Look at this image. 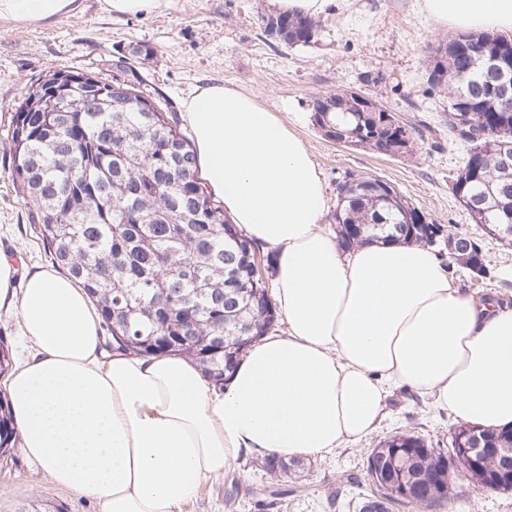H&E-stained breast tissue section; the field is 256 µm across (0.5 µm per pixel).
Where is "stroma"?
I'll use <instances>...</instances> for the list:
<instances>
[{"instance_id": "stroma-1", "label": "stroma", "mask_w": 512, "mask_h": 512, "mask_svg": "<svg viewBox=\"0 0 512 512\" xmlns=\"http://www.w3.org/2000/svg\"><path fill=\"white\" fill-rule=\"evenodd\" d=\"M84 3L83 13L50 26L0 23V249L12 254L18 272L51 267L52 260L12 186L6 136L15 104L49 71L96 72L116 47L146 45L154 53L139 69L174 105L206 83L252 93L304 141L323 175L328 209H335L348 175L376 177L444 230L476 238L488 274L477 280L457 267L450 277L472 294H496L512 306V247L471 224L451 190L466 156L464 146L436 148L422 138L413 154L380 155L326 139L311 119L315 97L351 90L408 122L444 127L448 101L430 88L426 60L429 46L448 41L458 30L433 23L419 0H334L320 15L316 42L309 47H291L264 34L268 0H171L163 12L134 17L106 15L98 0ZM457 426L455 417L431 400L399 390L388 398L385 417L370 435L320 457L296 459L284 476L267 474L256 457H240L222 477L205 482L198 498L180 512H359L367 457L380 441L412 433L445 451ZM341 471L351 475L353 486H338ZM265 486L282 489V497L262 496ZM455 486L456 498L445 512H512V492L478 490L462 475ZM44 504L64 512H97L93 501L35 472L19 448L0 454V512H33Z\"/></svg>"}]
</instances>
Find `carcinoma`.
<instances>
[{
	"mask_svg": "<svg viewBox=\"0 0 512 512\" xmlns=\"http://www.w3.org/2000/svg\"><path fill=\"white\" fill-rule=\"evenodd\" d=\"M281 38L291 47L314 43L318 22L276 16ZM502 57L512 96V38L460 34L431 48L428 81L448 89V143L468 148L452 190L472 223L487 235L512 225V167L500 166L495 142H512V112L486 67L487 52ZM134 84L101 74L78 78L55 112H30L33 94L50 83L31 85L14 108L11 138L12 185L29 205L30 223L53 264L75 278L94 302L102 327L120 336L118 348L141 356L180 354L194 359L219 384L247 349L236 328L249 324L260 337L276 322L268 288L253 277L255 245L224 215L201 182L197 154L179 128L174 107L158 90L147 93L140 71L129 63ZM100 100L104 111L81 112L83 99ZM312 118L337 128L352 145L387 154L389 138L372 136L375 120L401 118L362 112L353 94L318 96ZM365 176L344 181L351 192L339 198L336 238L347 249L374 242L434 247L424 231L440 228L427 219L416 234L406 221L422 210L397 190L368 192ZM224 337V372L216 374L210 349ZM483 445L502 447L512 431L478 432ZM15 438L7 402L0 399V450ZM448 456L414 434L397 433L367 458L369 497L385 496L382 512L399 507H443L455 499ZM418 483L413 498L381 491L382 482Z\"/></svg>",
	"mask_w": 512,
	"mask_h": 512,
	"instance_id": "1",
	"label": "carcinoma"
}]
</instances>
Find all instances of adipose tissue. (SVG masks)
Here are the masks:
<instances>
[{
  "mask_svg": "<svg viewBox=\"0 0 512 512\" xmlns=\"http://www.w3.org/2000/svg\"><path fill=\"white\" fill-rule=\"evenodd\" d=\"M433 22L512 33V0H421ZM83 0H0L1 23L51 25ZM199 171L233 223L273 251L284 334L254 343L218 389L182 355L107 354L83 288L0 251V316L30 351L4 385L25 458L98 512H178L247 454L318 456L377 429L386 398H432L458 420L512 430V308L464 292L431 250L345 253L303 141L253 94L184 101Z\"/></svg>",
  "mask_w": 512,
  "mask_h": 512,
  "instance_id": "ef3b65f1",
  "label": "adipose tissue"
}]
</instances>
